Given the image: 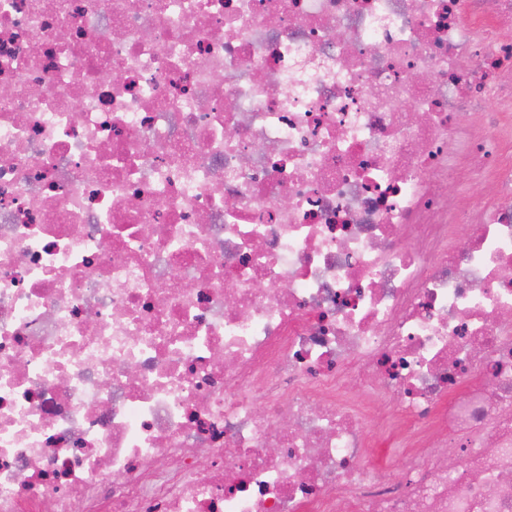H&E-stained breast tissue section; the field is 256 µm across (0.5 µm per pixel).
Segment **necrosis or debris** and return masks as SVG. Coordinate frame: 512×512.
<instances>
[{
	"mask_svg": "<svg viewBox=\"0 0 512 512\" xmlns=\"http://www.w3.org/2000/svg\"><path fill=\"white\" fill-rule=\"evenodd\" d=\"M508 28L0 0V512H512Z\"/></svg>",
	"mask_w": 512,
	"mask_h": 512,
	"instance_id": "obj_1",
	"label": "necrosis or debris"
}]
</instances>
